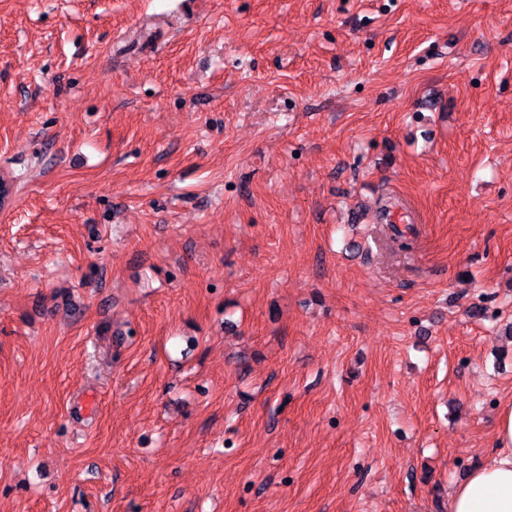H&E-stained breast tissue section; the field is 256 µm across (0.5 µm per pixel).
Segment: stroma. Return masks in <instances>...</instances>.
Returning a JSON list of instances; mask_svg holds the SVG:
<instances>
[{
	"mask_svg": "<svg viewBox=\"0 0 512 512\" xmlns=\"http://www.w3.org/2000/svg\"><path fill=\"white\" fill-rule=\"evenodd\" d=\"M0 512H448L512 404V0H0Z\"/></svg>",
	"mask_w": 512,
	"mask_h": 512,
	"instance_id": "stroma-1",
	"label": "stroma"
}]
</instances>
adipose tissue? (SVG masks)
Listing matches in <instances>:
<instances>
[{"label": "adipose tissue", "mask_w": 512, "mask_h": 512, "mask_svg": "<svg viewBox=\"0 0 512 512\" xmlns=\"http://www.w3.org/2000/svg\"><path fill=\"white\" fill-rule=\"evenodd\" d=\"M497 450L455 484L448 512H512V406L502 408L495 431Z\"/></svg>", "instance_id": "1"}]
</instances>
